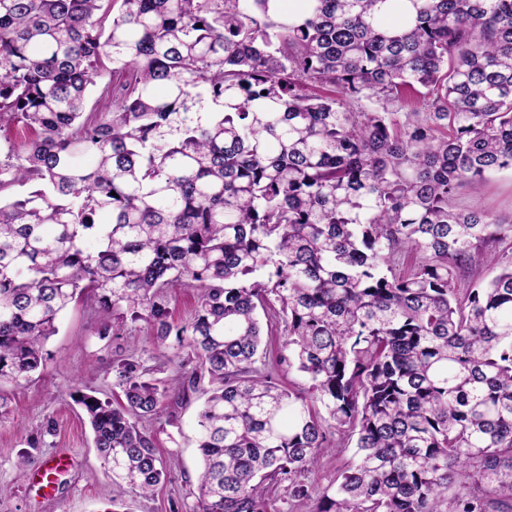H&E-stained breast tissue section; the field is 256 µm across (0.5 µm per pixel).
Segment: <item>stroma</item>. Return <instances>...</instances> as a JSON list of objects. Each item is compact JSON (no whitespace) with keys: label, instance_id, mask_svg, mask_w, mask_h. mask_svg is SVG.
<instances>
[{"label":"stroma","instance_id":"1","mask_svg":"<svg viewBox=\"0 0 512 512\" xmlns=\"http://www.w3.org/2000/svg\"><path fill=\"white\" fill-rule=\"evenodd\" d=\"M459 203L469 210L512 215V171L467 188ZM93 319L89 308L73 306L47 343L50 360L44 374L20 386L0 385L10 409L9 416L0 420V487L6 489L0 494V512H104L116 498L123 500V512H188L197 488L195 420L203 397L195 394L175 406L173 423L149 425L157 434V449L168 471L154 496L143 498L137 490L116 488L92 444L85 415L71 395L91 388L100 398H111L113 360L129 355L134 347L151 354L156 348L147 323H117L111 335L98 336L91 329ZM36 437L42 438V445L29 447V440ZM62 451L72 456L73 463L56 477L47 494L29 483L32 465L17 463L22 454L38 464Z\"/></svg>","mask_w":512,"mask_h":512}]
</instances>
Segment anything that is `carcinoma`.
Here are the masks:
<instances>
[{"label": "carcinoma", "instance_id": "cac0c4a2", "mask_svg": "<svg viewBox=\"0 0 512 512\" xmlns=\"http://www.w3.org/2000/svg\"><path fill=\"white\" fill-rule=\"evenodd\" d=\"M93 92L112 106L87 115ZM15 123L0 383L46 371L80 301L97 336L149 324L175 367L131 355L121 401L71 395L113 484L165 481L142 422L207 379L191 512H512V258L486 250L512 217L458 204L512 170V0H0ZM476 263L499 273L457 287ZM274 329L297 388L257 367ZM194 303V292L189 288H176L172 301L174 320L185 321L190 317ZM352 456V446L339 454H329L320 463L319 469L311 475L315 485L326 486L336 477V471L344 468Z\"/></svg>", "mask_w": 512, "mask_h": 512}]
</instances>
